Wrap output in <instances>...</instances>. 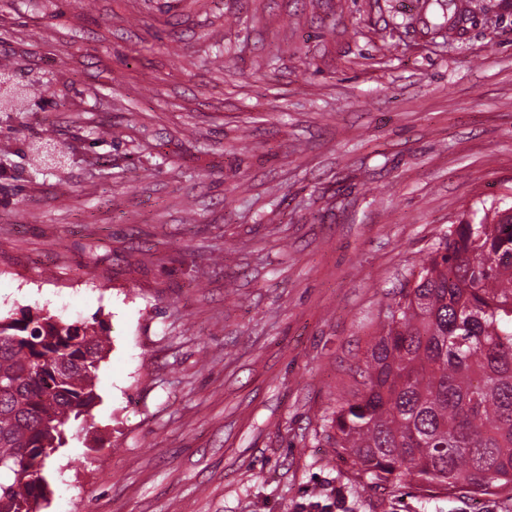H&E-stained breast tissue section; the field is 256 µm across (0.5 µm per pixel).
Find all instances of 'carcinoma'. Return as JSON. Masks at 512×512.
<instances>
[{
	"mask_svg": "<svg viewBox=\"0 0 512 512\" xmlns=\"http://www.w3.org/2000/svg\"><path fill=\"white\" fill-rule=\"evenodd\" d=\"M106 343L50 313L0 319V512L47 501V459L90 415ZM361 376L328 435L359 488L512 492V217L493 207L448 230L389 308Z\"/></svg>",
	"mask_w": 512,
	"mask_h": 512,
	"instance_id": "carcinoma-1",
	"label": "carcinoma"
}]
</instances>
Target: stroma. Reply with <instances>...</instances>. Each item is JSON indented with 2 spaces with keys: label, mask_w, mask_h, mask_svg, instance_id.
<instances>
[{
  "label": "stroma",
  "mask_w": 512,
  "mask_h": 512,
  "mask_svg": "<svg viewBox=\"0 0 512 512\" xmlns=\"http://www.w3.org/2000/svg\"><path fill=\"white\" fill-rule=\"evenodd\" d=\"M461 2L451 36L423 0H0V316L110 339L41 512H512L358 490L324 430L421 261L512 206V0Z\"/></svg>",
  "instance_id": "35a3bbf8"
}]
</instances>
